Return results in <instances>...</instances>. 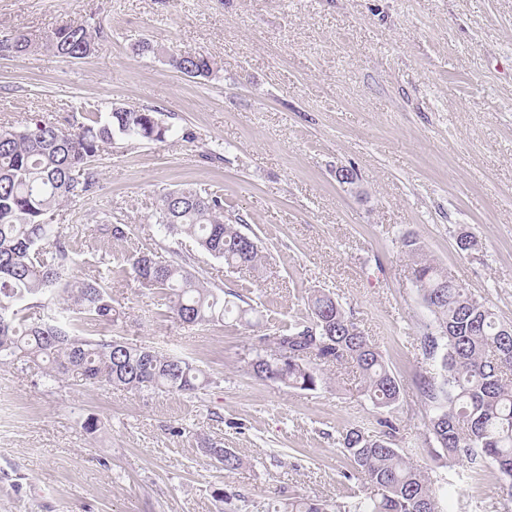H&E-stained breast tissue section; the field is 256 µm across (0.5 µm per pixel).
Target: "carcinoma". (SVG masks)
I'll use <instances>...</instances> for the list:
<instances>
[{
	"label": "carcinoma",
	"instance_id": "obj_1",
	"mask_svg": "<svg viewBox=\"0 0 512 512\" xmlns=\"http://www.w3.org/2000/svg\"><path fill=\"white\" fill-rule=\"evenodd\" d=\"M104 38L95 15L59 27L34 41L15 32L0 38V56L22 57L44 49L70 61L92 55ZM169 65L190 78L209 79L219 72L203 50L171 51ZM80 120L64 128L49 118H35L20 128L0 129V364L22 358L48 363L56 381L77 375L85 383L129 390L153 389L192 394L209 384L191 362L117 339H93L66 326L75 321L112 325L121 317L103 278L73 281L68 272L74 252L57 212L91 193L98 183L102 154L132 141L165 142L192 134L158 117L155 109L135 105L81 108ZM156 223L168 233L190 238L196 248L236 270L257 273L261 255L255 239L224 221V200L202 189L162 193ZM99 230L114 239L128 236L129 225L103 218ZM401 251L410 261V279L432 315L417 338V350L436 363L421 377L424 405L430 411L429 436L448 457L479 473L494 466L503 481L505 501H512V325L502 323L487 304L431 259L419 239L406 235ZM138 287L161 290L169 312L186 326L220 323L229 313L224 299L199 276L178 263H163L136 250L127 255ZM47 299L58 312L30 321L31 303ZM307 322L278 336L263 337L269 352L250 363L262 380L302 391L325 383L324 370L350 365L372 405L390 411L401 388L383 351L359 329L338 301L317 289L307 298ZM380 431L358 427L343 432L340 445L355 473L373 488L364 497L336 500L298 497L276 512H441L439 498L448 485H434L428 473L396 446L398 424L378 419ZM205 452L231 473L241 458L231 449Z\"/></svg>",
	"mask_w": 512,
	"mask_h": 512
}]
</instances>
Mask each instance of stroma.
I'll use <instances>...</instances> for the list:
<instances>
[{"instance_id":"obj_1","label":"stroma","mask_w":512,"mask_h":512,"mask_svg":"<svg viewBox=\"0 0 512 512\" xmlns=\"http://www.w3.org/2000/svg\"><path fill=\"white\" fill-rule=\"evenodd\" d=\"M91 15L109 34L91 57H0V126L42 115L65 126L81 104H130L194 133L192 144L103 155L94 193L56 221L75 238L71 278L111 272L123 310L80 335L187 356L210 383L191 395L131 392L51 380L42 361L0 365V512H224L228 492L244 512H274L295 497L369 492L337 443L352 426L376 429L355 369L301 391L249 367L260 337L301 321L315 289L351 311L399 376L398 444L447 483L446 512H504L494 467L470 473L425 439L417 383L436 366L415 338L431 315L400 240L416 235L512 323V0H0V36L38 40ZM144 39L206 51L220 70L192 79L133 55ZM205 145L220 159L202 157ZM341 166L355 183L338 182ZM188 185L221 194L225 218L257 238L260 276L160 231L159 194ZM107 209L130 226L127 240L98 231ZM462 231L477 241L466 255ZM142 245L230 304L249 303L252 327L180 324L124 262ZM211 443L242 466L224 472Z\"/></svg>"}]
</instances>
